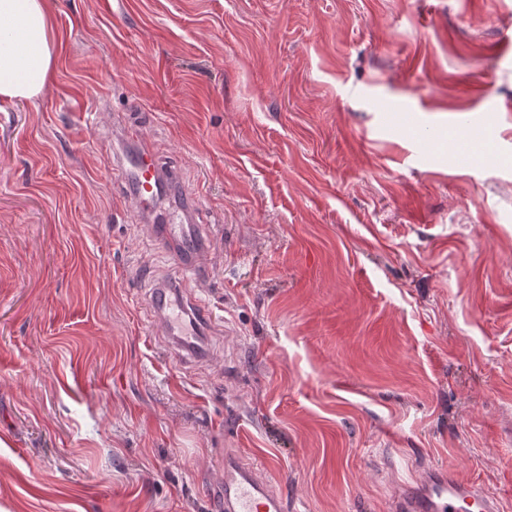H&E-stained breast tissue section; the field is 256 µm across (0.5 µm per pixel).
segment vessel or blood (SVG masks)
Instances as JSON below:
<instances>
[{
    "label": "vessel or blood",
    "instance_id": "1",
    "mask_svg": "<svg viewBox=\"0 0 512 512\" xmlns=\"http://www.w3.org/2000/svg\"><path fill=\"white\" fill-rule=\"evenodd\" d=\"M118 172L132 185L127 195L131 205L142 214L152 213L160 197L158 156L150 147L139 148L120 164ZM199 251L198 244H191L192 262L177 261L176 271L183 281L197 283L204 277L205 268L197 259ZM152 305L164 333L187 342L201 333L203 323L213 319L203 300L195 301L193 314H186L181 293L175 289L160 290ZM220 493L224 512H285L287 508L276 480L238 454L224 456ZM394 508L395 512H500L496 497L488 489L442 465L425 470L396 498Z\"/></svg>",
    "mask_w": 512,
    "mask_h": 512
}]
</instances>
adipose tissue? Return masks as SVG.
Listing matches in <instances>:
<instances>
[{
  "label": "adipose tissue",
  "instance_id": "obj_1",
  "mask_svg": "<svg viewBox=\"0 0 512 512\" xmlns=\"http://www.w3.org/2000/svg\"><path fill=\"white\" fill-rule=\"evenodd\" d=\"M55 62L48 0H0V101L33 100Z\"/></svg>",
  "mask_w": 512,
  "mask_h": 512
}]
</instances>
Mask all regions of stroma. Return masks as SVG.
I'll return each instance as SVG.
<instances>
[{
    "instance_id": "1",
    "label": "stroma",
    "mask_w": 512,
    "mask_h": 512,
    "mask_svg": "<svg viewBox=\"0 0 512 512\" xmlns=\"http://www.w3.org/2000/svg\"><path fill=\"white\" fill-rule=\"evenodd\" d=\"M0 111V512H391L430 463L512 512V0H50ZM496 137L486 159L462 130ZM209 224L187 364L146 298ZM132 185L127 195L131 205L144 215L152 213L157 206L161 187V163L149 147H142L121 162L116 169ZM277 484L264 467L225 452L222 488L219 486L225 512H284L287 504Z\"/></svg>"
}]
</instances>
